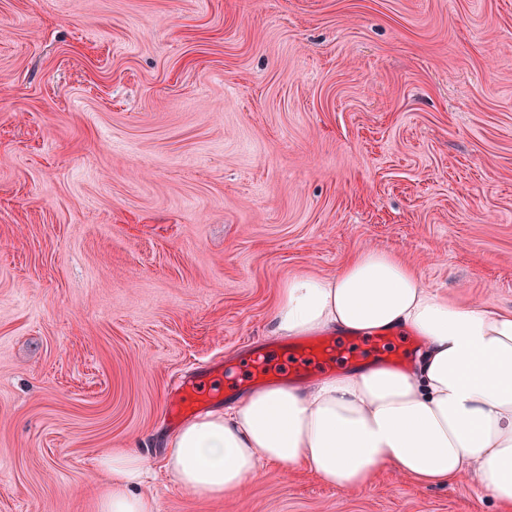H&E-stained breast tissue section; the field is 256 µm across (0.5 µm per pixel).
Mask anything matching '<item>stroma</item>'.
Returning <instances> with one entry per match:
<instances>
[{"label":"stroma","instance_id":"obj_1","mask_svg":"<svg viewBox=\"0 0 512 512\" xmlns=\"http://www.w3.org/2000/svg\"><path fill=\"white\" fill-rule=\"evenodd\" d=\"M364 249L512 310V0H0V512H96L115 448L158 512H499L161 467L172 379H248L279 288Z\"/></svg>","mask_w":512,"mask_h":512}]
</instances>
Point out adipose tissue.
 <instances>
[{"instance_id":"adipose-tissue-1","label":"adipose tissue","mask_w":512,"mask_h":512,"mask_svg":"<svg viewBox=\"0 0 512 512\" xmlns=\"http://www.w3.org/2000/svg\"><path fill=\"white\" fill-rule=\"evenodd\" d=\"M270 324L280 336L402 329L423 347L409 369L374 363L307 388L274 382L193 418L166 443L179 486L230 499L274 463L361 488L390 464L424 484L472 473L512 512V311L453 300L396 253L367 249L334 274L289 278ZM101 465L110 480L97 512H157L153 497L132 492L148 473L144 455L119 450Z\"/></svg>"}]
</instances>
